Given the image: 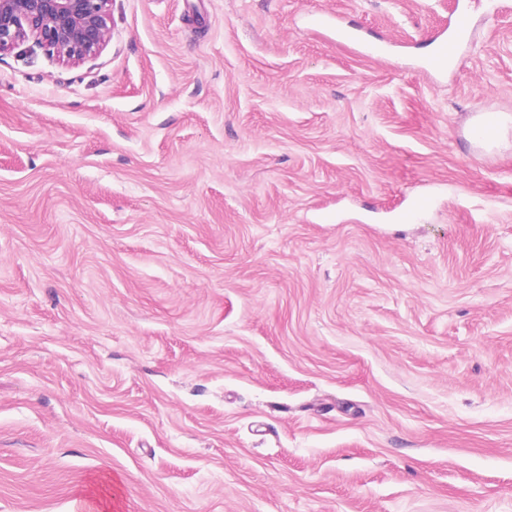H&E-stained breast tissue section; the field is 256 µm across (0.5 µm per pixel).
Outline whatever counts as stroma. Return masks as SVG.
<instances>
[{"label":"stroma","mask_w":512,"mask_h":512,"mask_svg":"<svg viewBox=\"0 0 512 512\" xmlns=\"http://www.w3.org/2000/svg\"><path fill=\"white\" fill-rule=\"evenodd\" d=\"M110 13L0 54V512H512V0ZM471 23V15L467 10L462 9L454 14L448 27L450 34H442L433 45L431 56L434 66L444 68L448 65V59L452 60L456 56L461 40L470 32Z\"/></svg>","instance_id":"obj_1"}]
</instances>
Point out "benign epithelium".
I'll return each mask as SVG.
<instances>
[{"mask_svg": "<svg viewBox=\"0 0 512 512\" xmlns=\"http://www.w3.org/2000/svg\"><path fill=\"white\" fill-rule=\"evenodd\" d=\"M109 0H0V52L29 40L59 61L79 65L99 53L110 35Z\"/></svg>", "mask_w": 512, "mask_h": 512, "instance_id": "benign-epithelium-1", "label": "benign epithelium"}]
</instances>
